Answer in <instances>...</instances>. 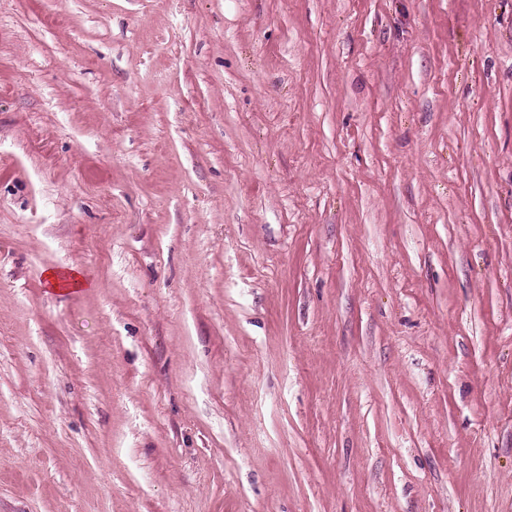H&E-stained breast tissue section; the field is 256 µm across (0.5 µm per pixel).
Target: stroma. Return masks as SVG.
<instances>
[{
	"mask_svg": "<svg viewBox=\"0 0 512 512\" xmlns=\"http://www.w3.org/2000/svg\"><path fill=\"white\" fill-rule=\"evenodd\" d=\"M0 512H512V0H0Z\"/></svg>",
	"mask_w": 512,
	"mask_h": 512,
	"instance_id": "obj_1",
	"label": "stroma"
}]
</instances>
